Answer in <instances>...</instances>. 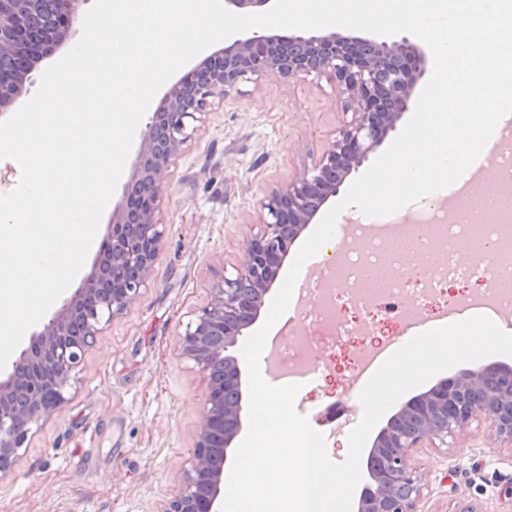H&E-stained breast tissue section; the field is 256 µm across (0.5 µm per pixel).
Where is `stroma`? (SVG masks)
Masks as SVG:
<instances>
[{"mask_svg": "<svg viewBox=\"0 0 512 512\" xmlns=\"http://www.w3.org/2000/svg\"><path fill=\"white\" fill-rule=\"evenodd\" d=\"M344 120L334 85L274 75L242 84L209 113L171 168L155 278L98 337L71 401L0 480V512H158L193 457L205 388L177 356L181 324L259 230V198L317 162ZM336 306L352 340L329 353L331 371L302 386L295 407L343 403L323 427L329 456L341 461V440L363 414L352 350L368 342L346 292ZM414 461L425 479L417 512H512V450L485 423L446 447L416 449Z\"/></svg>", "mask_w": 512, "mask_h": 512, "instance_id": "1", "label": "stroma"}]
</instances>
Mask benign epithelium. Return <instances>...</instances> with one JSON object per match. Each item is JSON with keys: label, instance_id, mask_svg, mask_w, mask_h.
Wrapping results in <instances>:
<instances>
[{"label": "benign epithelium", "instance_id": "obj_1", "mask_svg": "<svg viewBox=\"0 0 512 512\" xmlns=\"http://www.w3.org/2000/svg\"><path fill=\"white\" fill-rule=\"evenodd\" d=\"M83 0H0V109L27 91L36 65L67 40ZM274 0H225L239 14L269 10ZM428 57L404 38L348 36L327 29L280 35H233L165 93L140 134L138 161L112 209V224L92 269L54 309L29 346L0 371V480L8 476L38 426L65 406L86 353L153 278L165 242L160 221L174 160L192 141L201 116L244 82L277 75L313 77L336 86L349 119L314 166L262 197L267 219L244 245L239 265L210 288L178 334L180 358L205 381L195 452L175 492L158 512H221L224 469L243 429L242 369L234 348L259 319L291 246L411 111ZM490 366L445 379L394 412L369 456L376 488L357 512H415L423 477L415 449L446 445L483 421L512 447V393L486 385Z\"/></svg>", "mask_w": 512, "mask_h": 512}]
</instances>
